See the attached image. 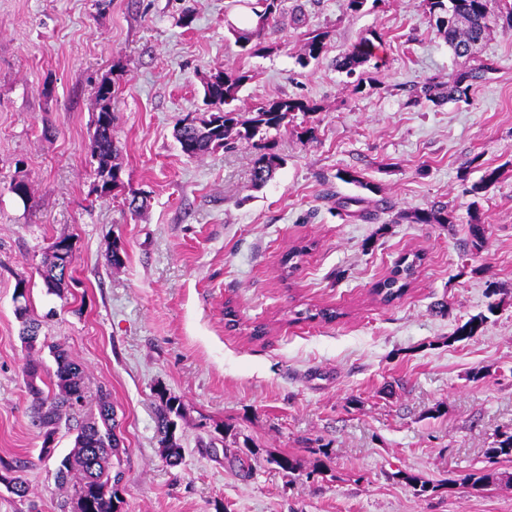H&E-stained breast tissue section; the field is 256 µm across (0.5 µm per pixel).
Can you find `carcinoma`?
I'll return each instance as SVG.
<instances>
[{
	"mask_svg": "<svg viewBox=\"0 0 512 512\" xmlns=\"http://www.w3.org/2000/svg\"><path fill=\"white\" fill-rule=\"evenodd\" d=\"M285 0H254L251 12L255 26L250 29H234L232 34L239 54L258 56L267 51L264 45V33L277 23L283 14ZM426 12L436 34L443 38L455 53L468 52L469 48L482 42L490 32L499 27L506 33L512 32V0H423ZM326 33L311 32L304 41L298 54V63L306 67L319 60L324 53ZM379 34L371 31L360 37L359 41L336 59V68L353 76L359 70L370 66L374 58L375 42ZM488 66L480 64L468 71L459 72L448 78V99L467 98L473 82L482 78ZM252 79V75L240 69H217L210 74L205 83L204 97L208 110L195 117L196 123L182 125L176 139L184 155L199 158L218 149L230 150L241 140L254 138L267 139L271 130H278L293 112H314L316 107L299 98H277L267 100L246 110L234 105L239 100L241 88ZM112 82L102 81L96 90L97 111L95 131L91 141V157L95 162L93 190L101 197L108 196L119 181L120 167L115 160L118 155L112 126ZM253 168L254 184L259 185L271 177L280 165V157L272 152V147L263 145ZM499 178L498 169H488L480 181L471 187V193L478 195L487 191ZM414 224H452L455 217L445 208L417 210L407 216ZM485 224L478 214L470 216V236L473 248L483 246ZM420 257L404 264H397L391 276L377 288L381 300L389 303L401 297L413 276ZM73 260L64 263L61 257L51 251L43 261L41 277L47 290L61 294L65 271L72 268ZM498 304L491 303L487 312L471 316L458 325L450 340L461 342L482 333L488 323L489 315L494 313ZM15 314L21 320L20 338L33 346L39 335L40 324L29 317V298H23L15 306ZM54 357L55 370L48 374L46 388L36 384L39 378L40 363L29 361L26 367L29 391L32 395V422L42 430L43 442L40 455L45 458L54 456L55 449L48 447L51 436L60 428L75 432L74 446L58 461L55 479L57 485H72L73 497L80 503V512H118L121 503L119 487L122 471L115 468L113 459L120 458V439L116 434L118 423L109 393L100 391L97 400V413L85 416L82 411L86 400L85 370L70 353L55 344L49 346ZM157 398V432L163 448L166 462L171 466L181 463V444L176 437V418L181 416L182 402L179 397L160 388ZM486 458L491 463L500 459H512V434L503 435L494 446L486 449ZM281 471L294 475L300 471L299 462L288 455H278L270 459ZM6 471L16 473L10 493L19 499H25L30 493L28 482L19 475L22 465L4 467ZM512 481V476L488 471H475L449 478L445 481L448 490L464 488L479 492L494 480Z\"/></svg>",
	"mask_w": 512,
	"mask_h": 512,
	"instance_id": "cac0c4a2",
	"label": "carcinoma"
}]
</instances>
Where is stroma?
Returning <instances> with one entry per match:
<instances>
[{
  "label": "stroma",
  "mask_w": 512,
  "mask_h": 512,
  "mask_svg": "<svg viewBox=\"0 0 512 512\" xmlns=\"http://www.w3.org/2000/svg\"><path fill=\"white\" fill-rule=\"evenodd\" d=\"M285 5L267 52L242 57L230 30L251 23L244 0H0V461L25 462L31 489L22 501L0 486V512H69L55 459L38 457L25 375L31 359L53 370L56 343L84 367L87 413L99 390L111 395L120 512H512V483L479 494L443 485L491 467L486 448L512 434V33L493 30L459 57L423 0L357 15L347 0ZM315 29L325 51L300 67ZM369 30L381 36L378 67L359 92L336 60ZM481 62L492 69L467 98L415 102L426 81ZM224 66L253 75L243 107L278 97L316 106L270 131L284 163L258 188L253 144L190 158L175 139ZM106 78L121 182L100 198L90 144ZM489 168L498 182L473 196ZM345 170L361 184L341 181ZM20 180L25 201L10 190ZM134 191L148 198L136 212ZM439 207L452 227L406 218ZM474 212L487 226L478 251L468 244ZM61 238L74 246L77 285L57 296L39 270ZM115 241L118 267L107 260ZM416 253L404 295L381 302L378 283ZM22 279L48 344L38 352L14 312ZM491 288L500 307L483 334L451 342ZM443 301L444 316L432 310ZM324 307L337 319H315ZM258 323L269 330L261 340L250 336ZM160 387L184 405L176 467L156 430ZM227 424L253 448L244 466L224 457ZM273 454L299 459L302 475L269 464ZM400 470L436 491L417 494Z\"/></svg>",
  "instance_id": "35a3bbf8"
}]
</instances>
